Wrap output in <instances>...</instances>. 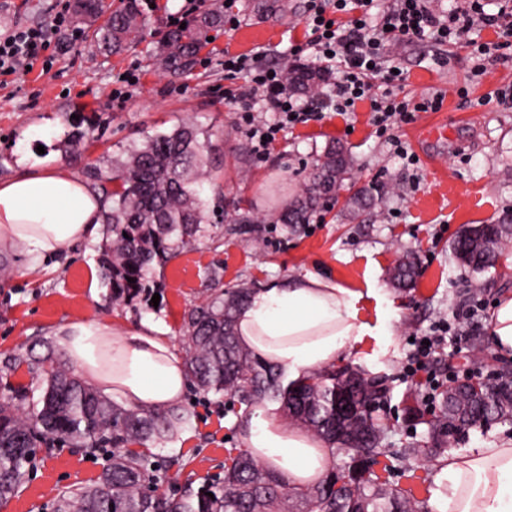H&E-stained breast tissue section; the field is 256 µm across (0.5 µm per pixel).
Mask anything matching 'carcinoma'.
<instances>
[{"mask_svg": "<svg viewBox=\"0 0 512 512\" xmlns=\"http://www.w3.org/2000/svg\"><path fill=\"white\" fill-rule=\"evenodd\" d=\"M82 9L103 19L93 31L100 49L119 54L138 43L130 37L144 28L139 0H121L113 9L107 0H82ZM217 10L203 12L193 24L175 28L161 39L157 62L171 75L189 72L208 31L219 25ZM285 83L306 96L325 81L316 68L291 65ZM193 125L148 135L106 162L90 176L99 182L106 206L102 223L106 236L99 246L100 277L115 303L129 304L145 291V283L172 251L182 249L206 232L207 201L198 173L203 138ZM354 179L353 163L340 145L328 147L316 159L313 175L302 193L275 218L277 224H308L329 203L345 180ZM512 242V223L502 219L483 225L482 233L463 231L452 244L456 258L475 274L485 272L498 247ZM417 272V258L404 254L391 278L404 287ZM134 282H128V279ZM253 288L241 284L219 289L185 321L189 337L185 364L196 388L204 393H227L245 409L278 404L286 418L303 424L323 438L341 463L327 472L319 485L305 490L288 488L269 467L238 448L224 462L222 475L201 483L179 498L159 492L174 482L171 463L147 448L175 441L189 426V409H141L122 406L87 385L73 371L38 362L34 370L41 393L23 411L17 402L26 389H9L0 396V505L8 502L26 477V466L38 449L68 445L108 456L97 485L62 495L54 512H286L288 497L301 499L306 512H424L410 492L388 487L374 469L383 448L386 427L370 411L390 394L389 378L344 368L317 371L289 383L282 370L257 357L235 336L237 313ZM495 381L505 389L481 396L450 382L439 392V415L430 423L438 460L448 456V440L479 424L512 422V370L502 366ZM347 402L352 412L341 415ZM417 448L391 454L384 471H400Z\"/></svg>", "mask_w": 512, "mask_h": 512, "instance_id": "carcinoma-1", "label": "carcinoma"}]
</instances>
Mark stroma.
Here are the masks:
<instances>
[{"label": "stroma", "mask_w": 512, "mask_h": 512, "mask_svg": "<svg viewBox=\"0 0 512 512\" xmlns=\"http://www.w3.org/2000/svg\"><path fill=\"white\" fill-rule=\"evenodd\" d=\"M214 0H141L147 25L145 41L120 54L96 51L90 37L96 20L74 16L84 30L81 40L61 46L49 72L33 71L0 86V179L19 170L26 153H40L45 164L86 177L90 166L118 154L122 146L141 142L156 131L181 123L209 134L203 166L204 197L209 202V236L170 255L158 267L139 298L115 305L107 290L94 283L98 247L88 240L28 267L19 249L0 247V379L8 385L36 387L33 362L51 358L66 363L54 332L73 321L97 320L135 327L152 319L162 327L177 354L188 338L184 318L210 295L214 285L255 287L288 276L313 274L333 278L362 294L358 304L372 328L355 355L339 366H358L394 379L393 390L377 411L387 426L384 447L417 448L405 477L393 486L427 499L435 456L427 426L407 428L405 410L422 403L420 381L403 379L411 352L409 338L447 318L480 287L489 302L512 294V247L499 253L495 267L473 274L454 258L451 244L465 227L489 224L512 212V106L499 103V91L512 88V61L474 70L469 48L429 40L404 41L391 55L405 72L404 92L418 100L443 94L441 111L419 113L398 136L416 153V162L395 155L370 124V105L360 102L346 114L325 113L322 120L280 131L265 155H257L235 104L226 95L235 88L224 73V56L256 55L261 63L280 65L292 48L305 45V0H281L287 17L265 15L258 0H235L238 25L212 30L191 73L175 78L155 63L158 41L169 31L170 15L188 4L206 8ZM54 0H0V29L13 25L50 24ZM136 71L124 109L112 105L118 75ZM445 125L446 134L431 141L422 155L418 141L430 127ZM88 128L78 146L64 144L74 127ZM345 146L355 161V185H343L339 204L312 224L292 227L270 218L300 193L312 164L330 142ZM366 189L370 203L359 211L344 203L355 188ZM414 251L419 275L414 288L395 289L389 272L403 251ZM391 335H383L384 327ZM470 335L441 349L436 369L455 365L462 373H488L512 363V352L495 350L488 321H471ZM183 407L194 418L179 440L159 448L173 459L181 478L219 473L228 449L242 447L243 407L228 397L187 388ZM104 455L74 448L40 451L25 483L0 512H52L53 501L66 492L96 485Z\"/></svg>", "instance_id": "1"}]
</instances>
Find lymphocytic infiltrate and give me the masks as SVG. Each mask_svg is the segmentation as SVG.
Wrapping results in <instances>:
<instances>
[{
    "instance_id": "1",
    "label": "lymphocytic infiltrate",
    "mask_w": 512,
    "mask_h": 512,
    "mask_svg": "<svg viewBox=\"0 0 512 512\" xmlns=\"http://www.w3.org/2000/svg\"><path fill=\"white\" fill-rule=\"evenodd\" d=\"M374 0H307L306 26L313 56L323 70L335 76L333 97L327 102H301L288 91L282 70L243 55L224 60L227 73L245 75L247 83L237 89L233 100L243 114L257 153H264L268 141L274 140L284 125L321 120L324 109L345 112L356 102L369 100L372 124L377 134L394 140V131L410 123L417 112L440 111L441 95L414 103L401 96L404 74L395 72L387 61L392 44L397 41L430 39L437 43L455 42L472 47L479 64L504 60V51L512 47V23L503 22L501 13H489L483 0H466L465 6L437 13L429 0H392L383 14H372ZM478 27L499 29L498 42H476L472 32ZM74 32L70 0H57L54 28L14 26L0 33V76H16L27 68L41 66L49 70L55 62L51 54L52 31ZM383 84V94H375V84ZM264 93L267 111L277 113L278 123L264 125L255 121L256 93ZM450 323H439L428 335L427 343H419L404 368L406 377H425L430 388L441 381L431 368L434 353L446 336L457 335Z\"/></svg>"
}]
</instances>
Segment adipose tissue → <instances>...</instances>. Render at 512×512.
<instances>
[{
    "label": "adipose tissue",
    "mask_w": 512,
    "mask_h": 512,
    "mask_svg": "<svg viewBox=\"0 0 512 512\" xmlns=\"http://www.w3.org/2000/svg\"><path fill=\"white\" fill-rule=\"evenodd\" d=\"M104 208L102 196L70 170L26 166L0 180V242L37 263L93 238ZM359 299V292L314 275L274 280L255 290L240 310L236 333L293 381L352 354L369 334L356 307ZM57 334L72 364L128 404L151 408L182 399L185 365L158 324L144 321L114 332L99 321L71 322ZM242 431L250 454L288 487L307 489L324 479L333 452L320 438L265 410L252 415ZM428 506L431 512H512V444L449 453Z\"/></svg>",
    "instance_id": "adipose-tissue-1"
}]
</instances>
